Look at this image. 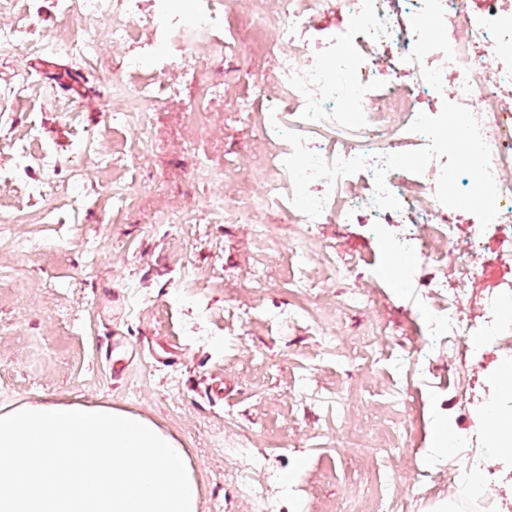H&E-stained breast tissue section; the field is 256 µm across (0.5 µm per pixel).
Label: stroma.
<instances>
[{
  "label": "stroma",
  "instance_id": "obj_1",
  "mask_svg": "<svg viewBox=\"0 0 512 512\" xmlns=\"http://www.w3.org/2000/svg\"><path fill=\"white\" fill-rule=\"evenodd\" d=\"M249 0H235L234 32L224 38L222 55L202 61L221 96L205 107L216 129L197 139L189 124L195 92L186 85L181 63L186 54L176 39L152 27L136 39L112 45L104 26L78 19L59 0H14L0 22L35 29L67 31L80 26L101 37V64L66 56L52 67L25 76L29 57H0V214L21 206L34 217L11 224L4 239L23 237L38 244H62L61 262L34 251L9 255L0 266V408L45 399L112 406L143 415L186 449L201 482L203 512H325L327 505L354 512L359 479L350 455L334 449L343 415L363 422L385 420L383 395L398 374L396 357L405 352L418 373L407 384L411 434L401 460H378L373 474L386 484L397 463L429 466L430 481L398 483L399 512H435L442 501L460 503L461 487L448 474L467 469L469 437L485 402L512 421V392L496 391L502 359L492 344L475 346L468 388L448 372V354L424 360L427 316L433 294L396 286L384 278L393 256L368 224H318L315 239L337 256L362 259L360 274L373 293L369 310L353 308L335 316L330 307L341 284L324 288L325 272L315 262L263 270L267 256L245 223H154L158 210L202 209L210 187L197 176L200 163L219 169L245 154L253 129L236 111L239 100H261L263 92L246 48L242 21ZM135 61L133 78L148 75L180 86L154 114L156 149L130 168H101L85 154L83 140H97L106 153L128 151L132 137L115 113L111 72ZM77 110H60L63 101ZM51 148L56 158L53 197H29L41 181L40 166L20 170L14 150ZM118 179L132 187L129 206L112 218L105 191ZM85 197L73 214L67 192ZM99 245L96 267L88 248ZM135 282L146 301L133 303L127 288ZM389 324L392 334L377 343L349 348L344 340L329 347L321 325L340 320L345 337L361 335L370 319ZM449 423L457 439L442 453L433 437ZM252 443L256 477L268 485L263 509H256L235 478L240 461L234 450L242 434ZM297 470L292 485L283 474Z\"/></svg>",
  "mask_w": 512,
  "mask_h": 512
}]
</instances>
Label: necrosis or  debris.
<instances>
[{
    "label": "necrosis or debris",
    "instance_id": "4bbe7bcc",
    "mask_svg": "<svg viewBox=\"0 0 512 512\" xmlns=\"http://www.w3.org/2000/svg\"><path fill=\"white\" fill-rule=\"evenodd\" d=\"M74 13L96 16L107 29L113 44L129 42L145 25L163 27L168 19V0H154L151 17L140 13V0H62ZM245 25L250 56L278 52L277 68L271 75L273 95L264 97L258 136L266 145L260 160L264 178L259 194L241 200L239 194L224 191L231 180V168L216 172L203 167L202 178L219 183L210 196L206 215L171 213L173 225L200 224L210 219H232L252 223L255 239L268 243L270 260L282 255L299 259L315 254L329 280L344 284L339 308H369L373 300L357 283L360 261L340 258L329 247L311 252L315 223H368L400 225L395 236L398 249L417 256L418 266L404 273L413 288H432L437 305L429 318L431 335L448 344V354L457 367L454 379L465 384L470 371L469 353L474 333L492 340L501 355L512 357V281L503 280L481 296L493 314L474 323L464 309L468 287L485 271L487 247L485 230L473 226L467 239H460L452 221V208L435 197L441 160H432L423 174L407 176L392 170L386 186L401 203L397 210L373 206L375 191L354 194L353 179L345 176L335 184L321 183L326 198L318 220H311L291 202L293 182L283 165L291 145L280 137L278 128L297 131L307 138L311 150L325 160L379 155L403 151L407 142L427 145L424 135L410 132L417 115L420 93L439 92L454 86L453 101L467 107L478 119L482 136L492 153V171L499 187V214L493 222L499 255L512 254V124L504 122V103L512 89V0H480L477 11L467 13L462 0H257ZM230 0H188L184 15L175 28L194 52L220 50L217 34L225 30ZM330 12L351 18L349 27L330 33L326 56L310 50L314 20ZM387 46L398 47L392 71L413 78L410 87L396 88L370 68L373 59ZM52 48L82 61L97 59L91 34L80 31L38 35L20 42L13 27H0V56L29 55ZM493 54L498 64L488 68L483 54ZM112 92L123 104L121 119L132 133L134 150L112 156L116 166L127 167L152 154L154 112L161 100L176 89L151 79L133 80L127 71H114ZM279 206L283 223L278 232L269 225L253 223L264 206ZM433 270L423 279L422 266Z\"/></svg>",
    "mask_w": 512,
    "mask_h": 512
}]
</instances>
